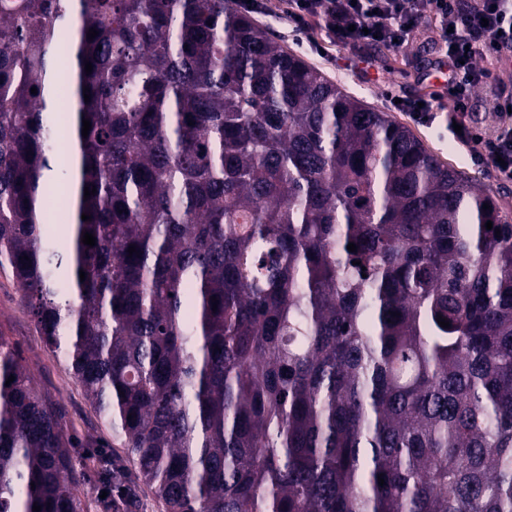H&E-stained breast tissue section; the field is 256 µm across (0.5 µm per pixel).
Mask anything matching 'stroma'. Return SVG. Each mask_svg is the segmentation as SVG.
Returning <instances> with one entry per match:
<instances>
[{"instance_id":"stroma-1","label":"stroma","mask_w":512,"mask_h":512,"mask_svg":"<svg viewBox=\"0 0 512 512\" xmlns=\"http://www.w3.org/2000/svg\"><path fill=\"white\" fill-rule=\"evenodd\" d=\"M258 21L288 49L321 69L354 96L382 111L390 109L389 93L416 95L435 90L433 83L420 81L416 70L410 65L411 59L434 53L431 32H419L404 52L378 51V70L366 72L358 67L351 51L333 47L327 53H319L305 37L290 33L277 15H262ZM413 130L445 163L467 175L478 177L497 199L502 217L512 222V183H501L488 170L473 164L455 146L443 124L430 127L417 124ZM0 335L16 347L22 364L33 377L37 391L52 404L67 437L76 446L73 467L80 477L78 495L81 512H102L100 495L103 485L98 476V459L102 456L111 460L113 467L122 469L127 476V484L136 488L137 495L126 512H165L153 493L137 483L136 469L124 448L96 414L59 353L46 344L34 320L22 308L10 274L4 272L0 273ZM94 449L99 450V457H91L90 452Z\"/></svg>"}]
</instances>
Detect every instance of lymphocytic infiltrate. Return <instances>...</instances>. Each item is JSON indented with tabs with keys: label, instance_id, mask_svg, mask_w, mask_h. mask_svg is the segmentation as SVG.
Masks as SVG:
<instances>
[{
	"label": "lymphocytic infiltrate",
	"instance_id": "f902f5d3",
	"mask_svg": "<svg viewBox=\"0 0 512 512\" xmlns=\"http://www.w3.org/2000/svg\"><path fill=\"white\" fill-rule=\"evenodd\" d=\"M248 13L281 15L291 32L351 50L367 67L372 47L401 52L419 29L433 31L436 51L416 61L421 75L445 69L440 93L426 98L403 96L396 104L424 125L457 124L455 143L471 153L499 182L512 183V87L495 88L499 124L484 136L469 118L475 90L487 84L491 67L512 69V0H237ZM491 67H483V60Z\"/></svg>",
	"mask_w": 512,
	"mask_h": 512
}]
</instances>
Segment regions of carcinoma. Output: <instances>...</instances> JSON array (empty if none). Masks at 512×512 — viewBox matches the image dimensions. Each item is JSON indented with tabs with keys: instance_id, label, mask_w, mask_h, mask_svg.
Returning a JSON list of instances; mask_svg holds the SVG:
<instances>
[{
	"instance_id": "cac0c4a2",
	"label": "carcinoma",
	"mask_w": 512,
	"mask_h": 512,
	"mask_svg": "<svg viewBox=\"0 0 512 512\" xmlns=\"http://www.w3.org/2000/svg\"><path fill=\"white\" fill-rule=\"evenodd\" d=\"M0 270L166 512H512V224L233 0H0ZM71 448L0 336V512Z\"/></svg>"
}]
</instances>
